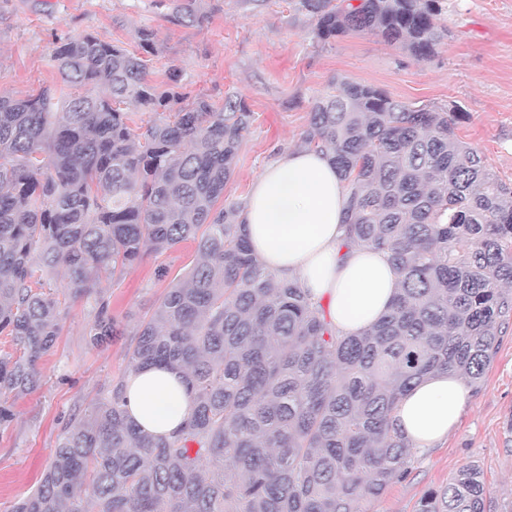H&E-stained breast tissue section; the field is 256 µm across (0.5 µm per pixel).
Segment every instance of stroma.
Here are the masks:
<instances>
[{
  "instance_id": "stroma-1",
  "label": "stroma",
  "mask_w": 512,
  "mask_h": 512,
  "mask_svg": "<svg viewBox=\"0 0 512 512\" xmlns=\"http://www.w3.org/2000/svg\"><path fill=\"white\" fill-rule=\"evenodd\" d=\"M203 26L170 24L153 0H0V93L23 98L60 88L52 60L58 39L90 33L136 48L139 28L157 33L149 79L180 75L186 91L204 93L214 108L236 95L254 121L224 189L225 203L244 204L276 153L299 146L314 98L348 79L415 106L457 107L456 134L478 150L486 167L512 185V0H444L448 36L428 59L373 32L328 42L297 0H201ZM197 257L187 241L146 253L104 293L121 333L91 345L90 307L72 298L62 330L39 363L38 387L15 401L17 416L0 432V512L39 483L70 415L83 414L98 391L123 374L139 321ZM477 464L490 493V512H512V326L502 334L481 386L472 391L456 430L419 450L410 474L394 483L370 512H413L425 491L446 485Z\"/></svg>"
}]
</instances>
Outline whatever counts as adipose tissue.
Segmentation results:
<instances>
[{
	"label": "adipose tissue",
	"instance_id": "adipose-tissue-1",
	"mask_svg": "<svg viewBox=\"0 0 512 512\" xmlns=\"http://www.w3.org/2000/svg\"><path fill=\"white\" fill-rule=\"evenodd\" d=\"M348 192L326 153L288 150L254 181L240 221L263 265L293 280L320 303L341 333L361 332L384 316L397 292L398 277L385 252L341 248ZM471 398L457 376L436 372L399 401L394 419L410 444L433 447L457 428ZM129 421L144 433L170 436L194 407L182 373L150 366L125 379Z\"/></svg>",
	"mask_w": 512,
	"mask_h": 512
}]
</instances>
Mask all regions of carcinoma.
<instances>
[{
	"label": "carcinoma",
	"mask_w": 512,
	"mask_h": 512,
	"mask_svg": "<svg viewBox=\"0 0 512 512\" xmlns=\"http://www.w3.org/2000/svg\"><path fill=\"white\" fill-rule=\"evenodd\" d=\"M327 41L373 31L427 59L445 37L442 0H300ZM167 20L202 23L198 0ZM139 49L155 54L156 32ZM71 92L0 94V430L32 392L66 302L43 275L61 266L93 300L91 341L117 333L102 281L146 251L197 242V258L137 331L129 369L186 370L195 408L170 437L128 423L126 375L58 435L38 489L12 512H368L405 479L416 449L397 401L435 371L479 386L512 320V187L460 141L462 113L414 108L349 80L316 99L301 146L330 153L348 189L343 246L388 253L401 288L353 335L266 269L224 205L253 122L244 101L162 87L147 59L91 34L54 51ZM150 114L131 126L127 109ZM476 464L428 490L414 512H487Z\"/></svg>",
	"instance_id": "1"
}]
</instances>
